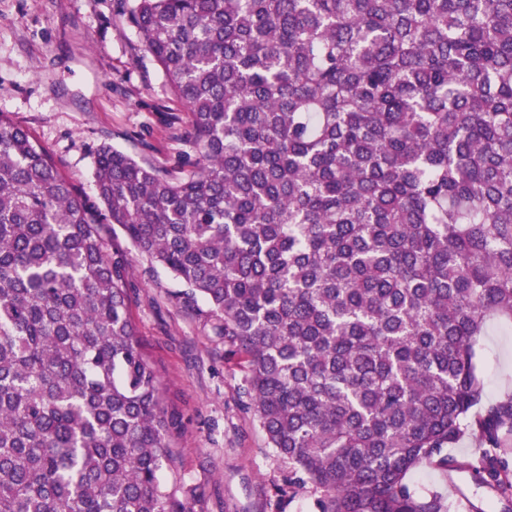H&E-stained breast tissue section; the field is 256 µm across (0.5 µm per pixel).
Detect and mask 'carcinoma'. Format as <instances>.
<instances>
[{
  "mask_svg": "<svg viewBox=\"0 0 512 512\" xmlns=\"http://www.w3.org/2000/svg\"><path fill=\"white\" fill-rule=\"evenodd\" d=\"M125 17L196 158L102 146L98 207L0 112V512H184L119 237L203 300L288 489L317 512H448L409 472L456 468L467 434L512 447V396L483 404L474 352L512 324V0ZM474 471L512 498L497 456Z\"/></svg>",
  "mask_w": 512,
  "mask_h": 512,
  "instance_id": "obj_1",
  "label": "carcinoma"
}]
</instances>
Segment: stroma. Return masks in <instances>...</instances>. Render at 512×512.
<instances>
[{
	"label": "stroma",
	"instance_id": "stroma-1",
	"mask_svg": "<svg viewBox=\"0 0 512 512\" xmlns=\"http://www.w3.org/2000/svg\"><path fill=\"white\" fill-rule=\"evenodd\" d=\"M125 0H0V111L47 148L63 175L94 198L93 154L109 144L167 170L193 158L189 114L125 20ZM130 313L161 373L164 408L176 420L173 465L191 493L186 512H314L308 493H281L287 475L245 406V373L202 313V302L163 266L127 248ZM484 401L512 394V328L490 326L476 345ZM476 437L448 449L462 469L428 463L409 475L420 491L483 512H512L465 461L482 454Z\"/></svg>",
	"mask_w": 512,
	"mask_h": 512
}]
</instances>
